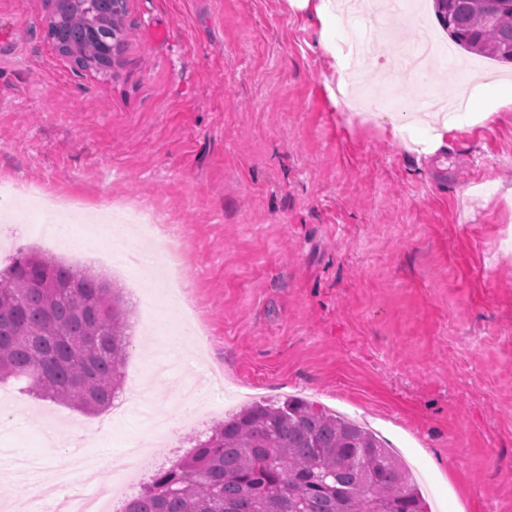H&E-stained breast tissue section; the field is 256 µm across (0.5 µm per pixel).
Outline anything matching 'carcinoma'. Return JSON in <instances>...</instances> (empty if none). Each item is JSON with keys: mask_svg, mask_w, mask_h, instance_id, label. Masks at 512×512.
Instances as JSON below:
<instances>
[{"mask_svg": "<svg viewBox=\"0 0 512 512\" xmlns=\"http://www.w3.org/2000/svg\"><path fill=\"white\" fill-rule=\"evenodd\" d=\"M48 34L80 69L107 76L124 14L61 0ZM450 39L512 63V0H434ZM126 310L103 278L21 254L0 269V381L98 413L122 390ZM124 512H425L395 452L299 398L256 402L158 471Z\"/></svg>", "mask_w": 512, "mask_h": 512, "instance_id": "carcinoma-1", "label": "carcinoma"}]
</instances>
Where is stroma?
Listing matches in <instances>:
<instances>
[{
  "mask_svg": "<svg viewBox=\"0 0 512 512\" xmlns=\"http://www.w3.org/2000/svg\"><path fill=\"white\" fill-rule=\"evenodd\" d=\"M399 22L398 41L368 30L382 53L437 30L434 0ZM48 0H0V261L34 252L79 264L31 230L28 187L58 188L85 211L141 208L187 227L184 274L210 331L208 355L180 346L184 382L205 388L224 365L233 403L183 410L156 368L177 339L180 307L155 306L156 271L141 256L132 281L112 278L129 312L124 393L170 410L165 435L129 419L100 440L86 414L1 383L19 411L0 428V474L16 456L40 471L0 477V512L74 479L69 455L40 429L78 422L84 453L151 441L123 477L102 470L106 512H121L191 439L258 400L295 396L355 420L404 462L428 512H512V105L490 118L480 82H512V64L483 70L435 56L424 80L392 86L380 56L336 96L341 47L297 0H127L126 43L108 78L74 69L47 35ZM456 94L462 112L434 146L420 117Z\"/></svg>",
  "mask_w": 512,
  "mask_h": 512,
  "instance_id": "1",
  "label": "stroma"
}]
</instances>
